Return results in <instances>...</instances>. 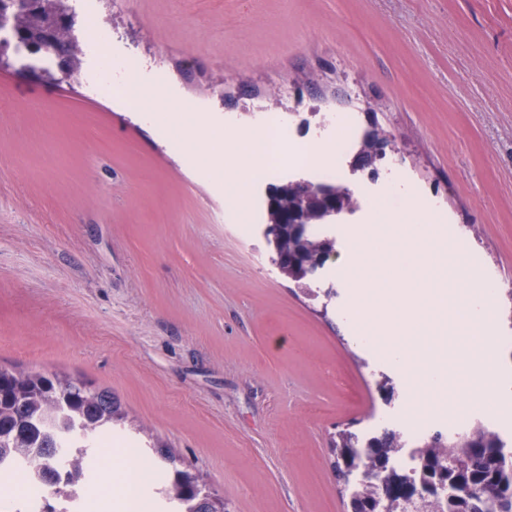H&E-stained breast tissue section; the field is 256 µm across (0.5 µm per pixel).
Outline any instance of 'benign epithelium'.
Masks as SVG:
<instances>
[{
    "instance_id": "1",
    "label": "benign epithelium",
    "mask_w": 512,
    "mask_h": 512,
    "mask_svg": "<svg viewBox=\"0 0 512 512\" xmlns=\"http://www.w3.org/2000/svg\"><path fill=\"white\" fill-rule=\"evenodd\" d=\"M59 61L56 81L69 79L70 71L66 62L70 46L49 34L43 39ZM389 138L374 124H369L365 145L353 156V171H376L386 156ZM265 208L275 230L265 228L271 244L275 245V265L278 270L293 279L298 287L305 288L310 276L326 262L334 252V243L329 238L319 242L317 249L307 244L309 229L313 224H331L351 208V200L345 193H338L324 187H313L302 181H295L289 188L267 194Z\"/></svg>"
}]
</instances>
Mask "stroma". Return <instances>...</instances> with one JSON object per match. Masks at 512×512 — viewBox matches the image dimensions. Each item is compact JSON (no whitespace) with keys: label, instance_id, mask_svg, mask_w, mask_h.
Returning a JSON list of instances; mask_svg holds the SVG:
<instances>
[{"label":"stroma","instance_id":"obj_1","mask_svg":"<svg viewBox=\"0 0 512 512\" xmlns=\"http://www.w3.org/2000/svg\"><path fill=\"white\" fill-rule=\"evenodd\" d=\"M104 30L81 47L139 59L159 108L244 127L257 109L315 107L376 121L393 140L380 166L442 209L470 250L457 263L499 292L512 336V0H73ZM117 94L57 83L17 56L0 69V365L110 389L143 442L205 475L230 512H347L331 468L339 430L383 432V417L454 419L340 318L349 284L329 259L306 296L249 242L224 195L227 173L186 163ZM358 201L322 228L367 224ZM439 351L464 409L494 410L457 377L462 341ZM394 385L385 397L379 385ZM118 448L98 464L119 512Z\"/></svg>","mask_w":512,"mask_h":512}]
</instances>
